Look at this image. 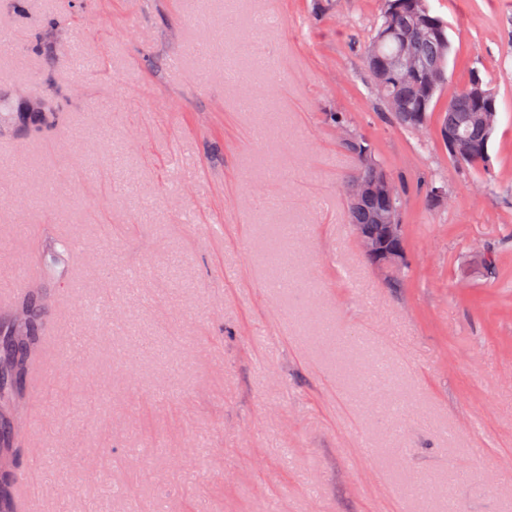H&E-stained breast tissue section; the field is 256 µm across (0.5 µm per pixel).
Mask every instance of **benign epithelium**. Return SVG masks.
Masks as SVG:
<instances>
[{
	"label": "benign epithelium",
	"instance_id": "obj_1",
	"mask_svg": "<svg viewBox=\"0 0 512 512\" xmlns=\"http://www.w3.org/2000/svg\"><path fill=\"white\" fill-rule=\"evenodd\" d=\"M397 74L406 81L416 82L431 91L444 79L443 72L435 66L415 57L408 48H403L397 60ZM473 94L481 100L479 111L473 113V119L488 130L495 129L498 121V106L494 94L475 84ZM14 111L18 115L16 127L27 132L33 130V123L53 109L52 103L45 97L27 90H16L7 95ZM440 140L448 147V152L460 163L472 162L486 155V146L477 147L461 139L454 129L440 122L437 125ZM344 194L349 201L356 202L369 195H379L390 200L397 197L398 186L391 174L384 170L373 182L352 180L343 185ZM378 221L384 224V235L375 237L359 228L354 229L357 245L363 256L384 277L389 280L406 263V253L402 246L404 238L400 212L390 209L378 215ZM16 340L11 336H0V393H10L15 388L17 371L15 368Z\"/></svg>",
	"mask_w": 512,
	"mask_h": 512
}]
</instances>
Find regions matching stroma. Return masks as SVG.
Returning <instances> with one entry per match:
<instances>
[{"label": "stroma", "instance_id": "35a3bbf8", "mask_svg": "<svg viewBox=\"0 0 512 512\" xmlns=\"http://www.w3.org/2000/svg\"><path fill=\"white\" fill-rule=\"evenodd\" d=\"M428 4L442 99L474 70L497 98L487 169L390 120L378 0H0V94L67 98L0 131V289L50 328L27 512H512V0ZM333 112L411 186L402 287Z\"/></svg>", "mask_w": 512, "mask_h": 512}]
</instances>
